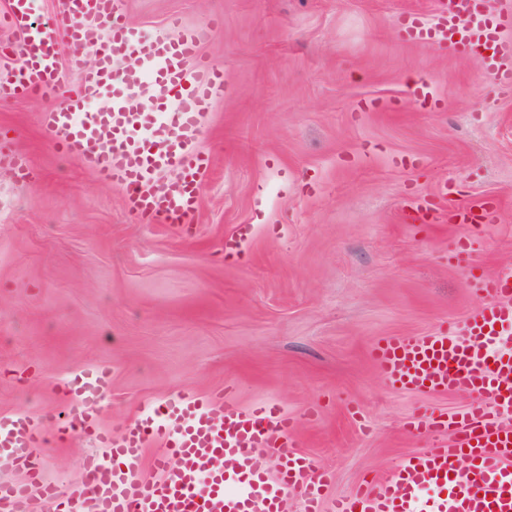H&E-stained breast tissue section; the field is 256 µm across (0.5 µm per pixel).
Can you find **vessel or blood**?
Masks as SVG:
<instances>
[{
  "label": "vessel or blood",
  "mask_w": 512,
  "mask_h": 512,
  "mask_svg": "<svg viewBox=\"0 0 512 512\" xmlns=\"http://www.w3.org/2000/svg\"><path fill=\"white\" fill-rule=\"evenodd\" d=\"M31 0H12L6 18L11 31L0 55L11 58L0 71V100L54 98L64 106L44 113L43 126L55 151L86 161L103 181L121 187L132 216L146 224L187 228L194 224L209 155L198 143L210 102L224 94V69L201 56L211 26L174 24L173 36L145 39L130 25L122 0H60L50 20L34 18ZM401 37L472 55L477 65L512 86V64L492 48L498 23L482 0H438L433 19L403 16ZM101 46L94 63L83 51ZM67 43L75 75L65 85L55 54ZM149 97L153 110L137 104ZM105 105L86 111L89 100ZM0 167L29 182L35 171L9 146H0ZM405 221L440 222L435 202L412 205ZM252 225L224 239V257L240 260L253 238ZM474 292L488 304L449 335L386 336L370 355L395 389L428 394L462 392L472 398L451 415L413 416L410 432L435 433L439 447L416 452L382 478L357 484L347 495L328 499L330 471L303 454L294 422L265 401L249 407L233 398L232 387L202 397L183 394L159 402L126 420L119 432L100 430V402L111 386L109 370L81 369L60 384L75 411L54 433L40 417H0V458L27 475L23 483L0 482V512H31L40 498L50 512H512V269L492 278L471 277ZM94 437L106 455L88 456L83 478L59 493L45 481L39 447L67 441L73 433ZM274 451V469L258 451ZM150 459L157 476L140 475Z\"/></svg>",
  "instance_id": "1"
}]
</instances>
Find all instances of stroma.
<instances>
[{"label": "stroma", "mask_w": 512, "mask_h": 512, "mask_svg": "<svg viewBox=\"0 0 512 512\" xmlns=\"http://www.w3.org/2000/svg\"><path fill=\"white\" fill-rule=\"evenodd\" d=\"M435 0H125L145 38L171 19H221L203 47L224 66L206 112L197 228L142 224L119 187L52 148L41 116L57 99L0 102V144L37 177L0 168V414L54 426L56 387L78 368L110 370L99 416L118 428L185 392L235 384L242 406L278 403L303 453L334 474L336 497L433 447L408 433L420 408L454 413L469 395L391 389L368 356L380 338L463 326L486 304L469 274L512 266V89L471 56L401 41L402 12ZM427 83L442 110L418 109ZM366 98L392 99L367 112ZM447 189L495 201L493 224H405L403 208ZM256 233L245 265L224 238ZM470 245V271L449 265ZM94 441L40 454L77 482ZM255 227L253 225H240L236 231L224 238V259L238 261L244 253V249L253 238Z\"/></svg>", "instance_id": "35a3bbf8"}]
</instances>
